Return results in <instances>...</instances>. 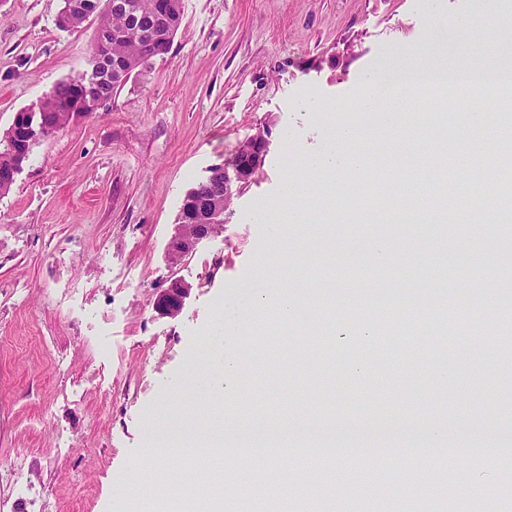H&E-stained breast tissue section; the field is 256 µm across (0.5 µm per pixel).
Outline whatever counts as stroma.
<instances>
[{"label": "stroma", "mask_w": 512, "mask_h": 512, "mask_svg": "<svg viewBox=\"0 0 512 512\" xmlns=\"http://www.w3.org/2000/svg\"><path fill=\"white\" fill-rule=\"evenodd\" d=\"M63 0H0V132L56 82L83 71L97 23L62 30ZM482 0H183L167 54L132 73L94 115L37 141L0 196V469L22 460L27 483L0 481V512H137L130 486L164 473L192 475L177 452L165 468L144 450L166 425L194 431L215 418L235 424L274 408L303 424L413 419L467 445L496 426L512 436V368L484 324L512 318V233L458 206L457 224L361 223L347 176L322 175L304 159L328 148L337 128L373 139L376 184L428 172L435 115L422 125L385 122L357 107L365 74L400 47L421 54L448 23L478 15ZM352 111L333 112L339 99ZM271 119L269 152L255 181L233 198L221 231L178 267L167 244L183 199ZM293 198L305 223L259 222L260 204ZM334 222L321 223L326 210ZM387 246L390 261L372 259ZM332 293L308 294L330 256ZM447 269L449 287L420 298L421 277ZM389 277L397 294L373 301L360 324L359 280ZM191 283L181 312L154 300L171 277ZM303 296L287 332L258 317L257 296ZM458 321L402 345L435 307ZM236 377L217 388L221 364ZM337 455L310 465L288 512H512V472L469 460L461 481L426 455L400 458L379 477L349 472Z\"/></svg>", "instance_id": "1"}]
</instances>
